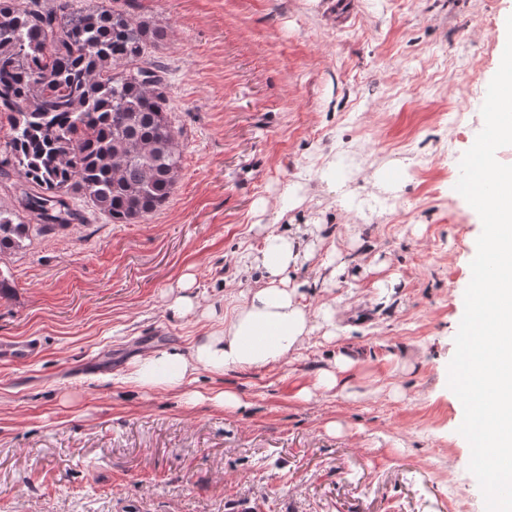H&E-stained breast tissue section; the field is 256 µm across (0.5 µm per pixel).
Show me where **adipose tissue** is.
I'll use <instances>...</instances> for the list:
<instances>
[{
	"label": "adipose tissue",
	"instance_id": "adipose-tissue-1",
	"mask_svg": "<svg viewBox=\"0 0 512 512\" xmlns=\"http://www.w3.org/2000/svg\"><path fill=\"white\" fill-rule=\"evenodd\" d=\"M258 260L266 272L264 280L240 291L192 353L161 351L140 357L127 375L128 382L178 390L201 370L221 375L281 361L307 338L330 327V315H318L303 304L299 285L288 276L301 260L289 237L267 236Z\"/></svg>",
	"mask_w": 512,
	"mask_h": 512
}]
</instances>
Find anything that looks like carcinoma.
I'll use <instances>...</instances> for the list:
<instances>
[{
  "label": "carcinoma",
  "mask_w": 512,
  "mask_h": 512,
  "mask_svg": "<svg viewBox=\"0 0 512 512\" xmlns=\"http://www.w3.org/2000/svg\"><path fill=\"white\" fill-rule=\"evenodd\" d=\"M69 2L0 0V175H16L18 209L43 228L78 220L71 190L113 223H136L167 202L182 162L166 73L146 55L164 33L97 0ZM30 230L0 206V253Z\"/></svg>",
  "instance_id": "carcinoma-1"
}]
</instances>
